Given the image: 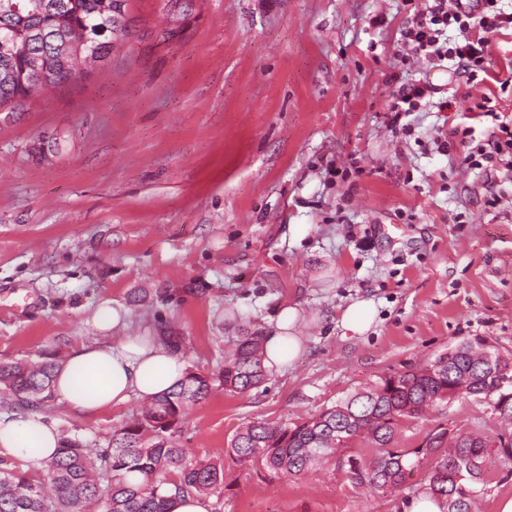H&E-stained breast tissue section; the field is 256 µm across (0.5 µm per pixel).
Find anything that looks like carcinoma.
<instances>
[{
  "label": "carcinoma",
  "instance_id": "cac0c4a2",
  "mask_svg": "<svg viewBox=\"0 0 512 512\" xmlns=\"http://www.w3.org/2000/svg\"><path fill=\"white\" fill-rule=\"evenodd\" d=\"M128 0H4L18 12L7 17L19 48L0 50V74L28 75L39 59L42 79L36 89L62 86L80 66L75 48L89 41L100 48L99 61L112 50V12ZM29 84L0 81V108L20 106ZM262 332L242 329L234 350L218 372L194 369L171 390L156 396L131 421L112 433L107 446L95 450L78 438H62L54 456L41 462L48 482L16 468H0V512H170L160 489L172 485L182 494L221 495L226 464L251 465L270 477L301 475L323 461H345V473L357 486L379 493L395 490L414 469L431 462L423 481L401 500L402 507L420 495L441 503L442 512H472L479 490L487 486L484 463L496 453L512 463V433L494 437L469 430L440 429L415 448L395 442L400 424L426 410L465 399L512 418V359L483 336L468 338L418 367L379 377L318 414L296 422H249L227 443L224 457L190 461L172 432L187 409L206 399L215 385L229 393L258 387L267 372L262 362ZM61 361L0 364V394L14 409L37 410L53 398L52 385ZM363 439L374 449L366 459L346 449ZM137 472L142 480L131 483Z\"/></svg>",
  "mask_w": 512,
  "mask_h": 512
}]
</instances>
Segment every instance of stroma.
Listing matches in <instances>:
<instances>
[{
  "label": "stroma",
  "mask_w": 512,
  "mask_h": 512,
  "mask_svg": "<svg viewBox=\"0 0 512 512\" xmlns=\"http://www.w3.org/2000/svg\"><path fill=\"white\" fill-rule=\"evenodd\" d=\"M407 14L404 0H129L127 35L91 73L1 108L0 297L31 305L0 308V362L107 341L93 322L106 302L132 329L182 337L185 367L212 372L239 328L268 330L296 305L291 367L190 409L175 439L196 461L249 421L308 417L464 339L512 355V177L468 165L459 136L486 137L483 105L512 119V28L490 45L489 79L447 78L397 138L387 77ZM358 298L377 316L349 336L340 315ZM140 407L45 412L103 447ZM438 427L512 421L457 401L403 423L399 444ZM485 471L475 512H498L512 469L492 454ZM423 475L381 494L331 461L296 478L243 466L211 512H398Z\"/></svg>",
  "instance_id": "1"
}]
</instances>
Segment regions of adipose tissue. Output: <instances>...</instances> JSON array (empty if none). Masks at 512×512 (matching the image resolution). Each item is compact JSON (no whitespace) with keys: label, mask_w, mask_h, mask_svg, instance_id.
Returning a JSON list of instances; mask_svg holds the SVG:
<instances>
[{"label":"adipose tissue","mask_w":512,"mask_h":512,"mask_svg":"<svg viewBox=\"0 0 512 512\" xmlns=\"http://www.w3.org/2000/svg\"><path fill=\"white\" fill-rule=\"evenodd\" d=\"M300 312L283 305L263 341L264 365L279 369L292 364L304 340L299 331ZM99 329L113 332L105 344L83 343L65 356L53 382V393L73 414L92 415L125 404L131 397L150 403L183 378L184 363L178 352L158 336H143L121 327L116 310L101 307L95 317ZM61 433L48 415L29 412L0 423V455L39 462L58 448Z\"/></svg>","instance_id":"adipose-tissue-1"}]
</instances>
